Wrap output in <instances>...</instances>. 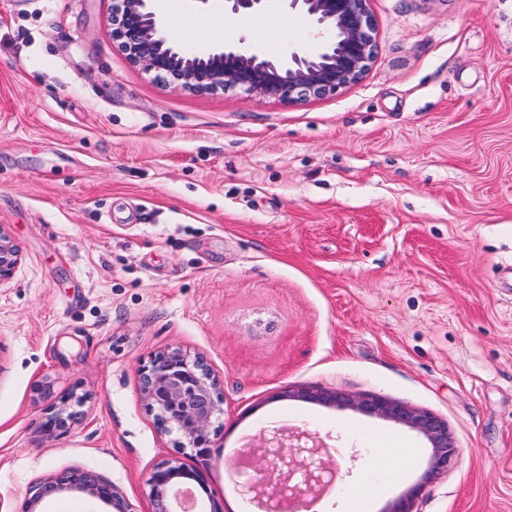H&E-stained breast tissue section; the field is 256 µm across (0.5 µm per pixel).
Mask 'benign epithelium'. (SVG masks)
Instances as JSON below:
<instances>
[{
    "label": "benign epithelium",
    "instance_id": "obj_1",
    "mask_svg": "<svg viewBox=\"0 0 512 512\" xmlns=\"http://www.w3.org/2000/svg\"><path fill=\"white\" fill-rule=\"evenodd\" d=\"M291 14L311 19L317 30L316 47L305 53L291 52L271 58L258 46L241 37L234 42L199 49L191 57L171 44L154 0H116L112 12V36L136 66L170 81L176 87L196 93L243 89L262 98L293 102L306 96H320L359 82L376 53L374 23L368 0H224V14L250 15L266 10L271 3ZM21 255L9 235L0 227V282L11 278ZM140 384L148 405L166 432L178 435V444L198 457L209 455L213 436L220 428L223 395L210 364L202 356H191L179 348L154 354L140 370ZM287 398L328 407L353 409L406 426L427 441V469L421 481L388 502L385 512H415L414 505L425 485L448 472L458 449L448 422L429 411L377 395L344 393L325 388H298L283 393ZM85 396L70 393L54 406L45 422L53 432L70 427L78 412L73 406ZM320 447L286 446L282 439H262L250 468L258 475L247 493L260 499L273 497L288 483L295 468L307 473L304 486L295 488V501L306 503L320 494V467L314 454ZM195 480L198 474L185 466L164 461L147 479L153 512H176L172 490L176 480ZM78 491L113 508L131 512L115 486L90 473H67L47 479L28 499L25 512H42V501L52 495Z\"/></svg>",
    "mask_w": 512,
    "mask_h": 512
}]
</instances>
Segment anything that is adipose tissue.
Returning <instances> with one entry per match:
<instances>
[{
    "mask_svg": "<svg viewBox=\"0 0 512 512\" xmlns=\"http://www.w3.org/2000/svg\"><path fill=\"white\" fill-rule=\"evenodd\" d=\"M414 459L411 449L390 439L380 440L368 473L344 488L349 512H363L365 503L402 480Z\"/></svg>",
    "mask_w": 512,
    "mask_h": 512,
    "instance_id": "obj_1",
    "label": "adipose tissue"
}]
</instances>
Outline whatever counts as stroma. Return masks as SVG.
Listing matches in <instances>:
<instances>
[{
	"mask_svg": "<svg viewBox=\"0 0 512 512\" xmlns=\"http://www.w3.org/2000/svg\"><path fill=\"white\" fill-rule=\"evenodd\" d=\"M113 0H0V512L86 471L153 512L166 460L203 512H245L226 469L265 430L324 443L337 484L376 436L417 432L277 394H375L445 419L458 448L417 512H512V0H370L357 84L288 103L198 94L133 65ZM168 37L265 45L268 13L158 0ZM204 356L224 396L209 457L179 449L142 366ZM49 385L50 394L40 391ZM85 395L45 432L50 407ZM21 255L9 235L0 227V283L11 278ZM85 401L84 395H76V393H70L65 397L61 398L60 404L54 406L51 415L45 422V430L47 432H53L70 427L75 420L78 418V412L73 410V405L81 406ZM179 478L198 480V474L196 471L188 470L182 464L169 460L158 464L151 472L147 484L150 487L154 512H178L174 510L172 490Z\"/></svg>",
	"mask_w": 512,
	"mask_h": 512,
	"instance_id": "stroma-1",
	"label": "stroma"
}]
</instances>
